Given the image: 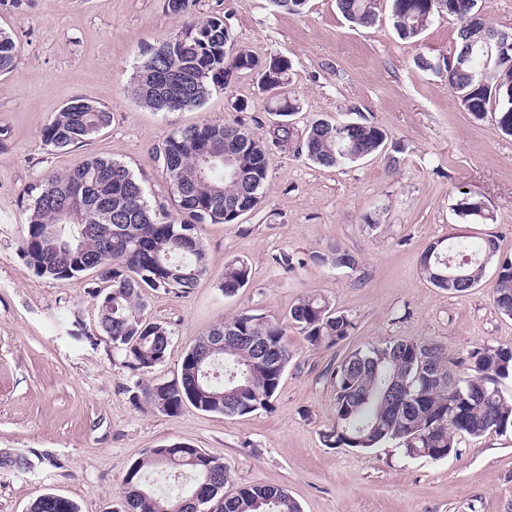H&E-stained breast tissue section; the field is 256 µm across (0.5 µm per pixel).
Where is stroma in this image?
I'll return each instance as SVG.
<instances>
[{"instance_id": "1", "label": "stroma", "mask_w": 512, "mask_h": 512, "mask_svg": "<svg viewBox=\"0 0 512 512\" xmlns=\"http://www.w3.org/2000/svg\"><path fill=\"white\" fill-rule=\"evenodd\" d=\"M378 22L351 26L336 0H309L301 15L272 0H195L189 14L165 0H23L0 5V30L19 47L0 73V512H28L40 495L71 499L79 512H111L130 465L150 448L181 442L223 462L238 482L288 489L301 512H512V430L464 439L456 453L409 457L389 442L330 448L329 373L349 351L395 339H427L454 356L483 345L512 346V317L491 297L494 266L463 294L434 287L419 271L432 242L476 243L495 235L512 256V137L474 120L448 91L446 73L418 57L450 56L459 21L434 17L414 40L399 38L390 0ZM218 17L236 49L287 59L289 121L305 131L320 118L368 121L384 129L381 153L339 168L306 159L301 140L279 145L269 95L252 74L213 90L191 110L156 112L131 93L145 45L191 22ZM112 112L110 126L83 146L45 147L39 137L67 103ZM244 102L245 111L234 108ZM240 123L268 147L258 207L231 224L204 225L209 273L189 294L156 293L150 318L172 332L167 357L145 382L176 377L185 351L212 325L248 312L280 319L318 294L348 315L347 340L319 348L288 331L292 358L267 410L244 416L186 409L170 418L135 407L122 355L98 329L95 275L64 283L37 277L19 256L24 191L90 157L127 164L150 205L175 213L154 148L171 132L206 122ZM481 198L492 221L468 224L454 211L462 194ZM335 245L357 270L316 266L309 254ZM288 253L304 266L275 262ZM245 260L250 281L227 296L225 265Z\"/></svg>"}]
</instances>
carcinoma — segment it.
Listing matches in <instances>:
<instances>
[{"label":"carcinoma","instance_id":"cac0c4a2","mask_svg":"<svg viewBox=\"0 0 512 512\" xmlns=\"http://www.w3.org/2000/svg\"><path fill=\"white\" fill-rule=\"evenodd\" d=\"M344 18L358 27L377 22L376 0H336ZM445 12L460 21L458 44L466 40L473 19L480 15L478 0H446L440 10L431 0H391V20L400 38L419 37L433 18ZM183 39L174 37L147 46L136 67L132 93L147 107L165 112L199 107L216 87L227 88L238 75H255L261 87L279 98L277 115L287 117L295 104L280 97L288 81L289 64L279 56L260 59L245 51H233L231 27L221 18L188 24ZM488 46L476 42L469 65L458 69L419 58L422 70H445L448 91L476 121L493 113L495 126L512 136V56L492 68L485 65ZM17 45L0 32V73L10 70ZM112 121V112L83 100H73L40 131L44 145L56 150L93 139ZM386 132L360 122L341 130L332 120H316L303 138L304 153L312 163L337 168L364 159L385 147ZM211 143L217 159L203 165L199 147ZM226 152L237 159L239 175L224 173ZM156 158L166 175L179 218L163 208H152L141 181L123 162L92 157L81 167L66 170L27 191V221L20 254L33 273L64 282L96 271L105 287L98 298V327L124 358L132 384L126 387L133 404L142 403L167 417H177L189 407L224 416L247 415L270 407L291 359L285 342L295 328L312 347L335 345L347 339L354 323L332 309L325 298L311 294L300 298L284 322L241 313L215 324L185 352L177 378L145 385L141 376L151 373L166 359L172 332L145 314L151 292L190 293L208 273V255L201 239L205 223L224 224L237 217L224 213V204L247 199L258 207L270 159L267 148L243 126L205 123L170 133L156 147ZM112 220L108 239L90 231L103 224L99 210ZM495 236L476 246L442 242L427 247L420 271L434 287L466 292L482 280L486 266L496 263L492 299L496 308L512 317V258L502 257ZM355 257L337 246L314 252L316 266H336ZM451 272L457 278L446 285L436 275ZM250 280L248 263L225 265L219 288L230 296ZM212 336L224 337V345L199 359V349ZM460 363L467 372L448 385L450 366ZM437 373L443 384L427 387L424 378ZM335 388L333 429L324 435L330 448H374L394 441L412 455L418 448L448 454L457 452L465 437L512 429V393L504 382L512 380V347L474 348L457 360L431 340H393L349 352L331 371ZM202 453L185 443L150 448L128 469L121 512H186L182 500L194 495L207 499L213 512H300L288 491L276 486L241 484L226 495L233 483L227 466L208 475L194 454ZM164 469L189 473L192 487L166 496L146 486L145 471ZM31 512H78L63 496L45 494L31 505Z\"/></svg>","mask_w":512,"mask_h":512}]
</instances>
